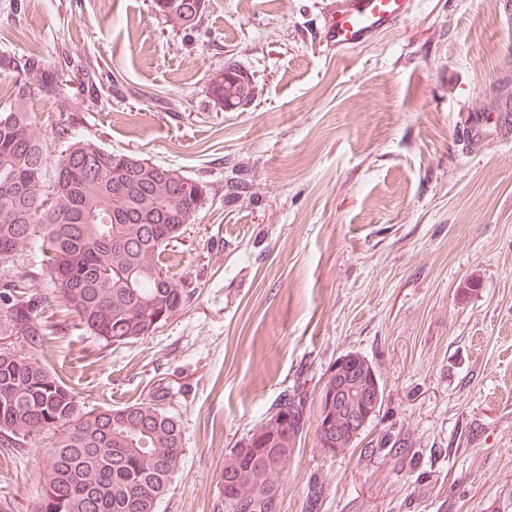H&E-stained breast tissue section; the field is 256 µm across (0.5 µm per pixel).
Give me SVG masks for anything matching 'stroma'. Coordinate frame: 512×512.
Segmentation results:
<instances>
[{
  "label": "stroma",
  "mask_w": 512,
  "mask_h": 512,
  "mask_svg": "<svg viewBox=\"0 0 512 512\" xmlns=\"http://www.w3.org/2000/svg\"><path fill=\"white\" fill-rule=\"evenodd\" d=\"M323 2L205 0L185 30L150 0H0V57L91 70L93 91L73 90L81 137L205 187L171 254L196 289L183 313L116 346L55 303L41 361L90 408L167 384L184 455L158 512H218L225 455L297 388L308 431L277 512H512V137L495 121L512 22L502 0H418L339 55ZM227 64L247 105L210 92ZM29 110L56 162L58 99L34 87ZM349 352L383 404L331 457L315 396ZM48 449L0 448V512H36Z\"/></svg>",
  "instance_id": "stroma-1"
}]
</instances>
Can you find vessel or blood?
<instances>
[{
	"mask_svg": "<svg viewBox=\"0 0 512 512\" xmlns=\"http://www.w3.org/2000/svg\"><path fill=\"white\" fill-rule=\"evenodd\" d=\"M414 0H325L323 36L336 51L371 43L407 18Z\"/></svg>",
	"mask_w": 512,
	"mask_h": 512,
	"instance_id": "vessel-or-blood-1",
	"label": "vessel or blood"
}]
</instances>
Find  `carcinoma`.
Returning <instances> with one entry per match:
<instances>
[{"label":"carcinoma","mask_w":512,"mask_h":512,"mask_svg":"<svg viewBox=\"0 0 512 512\" xmlns=\"http://www.w3.org/2000/svg\"><path fill=\"white\" fill-rule=\"evenodd\" d=\"M156 10L184 30L201 19L185 0H157ZM24 66L32 80L14 84L10 107L0 110V330L26 343L24 353L0 348V448H27L52 432L37 512H158L184 452L178 421L159 406L165 387L147 401L86 408L39 361L41 313L59 299L108 344L153 336L194 294L162 255L194 222L204 185L80 138L71 117L53 130L64 149L47 176L28 99L37 83L69 110L75 75L35 57ZM209 84L227 109L250 101L249 79L233 66L214 71ZM27 246L38 252L34 266L18 264ZM40 278L53 291L36 297ZM300 395H281L226 454L221 512H277L293 454L284 432Z\"/></svg>","instance_id":"carcinoma-1"}]
</instances>
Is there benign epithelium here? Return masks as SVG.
<instances>
[{"label":"benign epithelium","instance_id":"7a95c632","mask_svg":"<svg viewBox=\"0 0 512 512\" xmlns=\"http://www.w3.org/2000/svg\"><path fill=\"white\" fill-rule=\"evenodd\" d=\"M331 380L327 388L326 412L331 409L342 412V418L333 421L328 416L326 424L336 423V445L325 449L329 455H337L345 444H353L374 414L379 397L376 373L369 363L357 356L342 357L336 367L327 374Z\"/></svg>","mask_w":512,"mask_h":512}]
</instances>
